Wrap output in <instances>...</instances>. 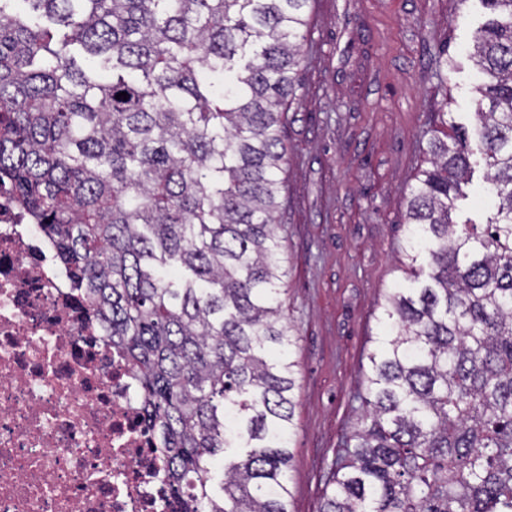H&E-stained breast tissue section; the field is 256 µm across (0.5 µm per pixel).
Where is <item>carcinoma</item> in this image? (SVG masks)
Masks as SVG:
<instances>
[{"instance_id":"obj_1","label":"carcinoma","mask_w":512,"mask_h":512,"mask_svg":"<svg viewBox=\"0 0 512 512\" xmlns=\"http://www.w3.org/2000/svg\"><path fill=\"white\" fill-rule=\"evenodd\" d=\"M314 2L0 0V192L138 374L172 512H290L278 198ZM481 2L473 131L437 113L322 512H512V0Z\"/></svg>"}]
</instances>
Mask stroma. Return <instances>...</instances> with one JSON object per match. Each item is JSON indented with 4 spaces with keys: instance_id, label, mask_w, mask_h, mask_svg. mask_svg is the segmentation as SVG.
Returning a JSON list of instances; mask_svg holds the SVG:
<instances>
[{
    "instance_id": "1",
    "label": "stroma",
    "mask_w": 512,
    "mask_h": 512,
    "mask_svg": "<svg viewBox=\"0 0 512 512\" xmlns=\"http://www.w3.org/2000/svg\"><path fill=\"white\" fill-rule=\"evenodd\" d=\"M485 20L481 0H315L280 196L298 363L291 512H320L363 415L379 305L403 277L406 198L437 112L473 122L469 47Z\"/></svg>"
}]
</instances>
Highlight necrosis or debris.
<instances>
[{
    "mask_svg": "<svg viewBox=\"0 0 512 512\" xmlns=\"http://www.w3.org/2000/svg\"><path fill=\"white\" fill-rule=\"evenodd\" d=\"M0 195V512H170L134 370Z\"/></svg>",
    "mask_w": 512,
    "mask_h": 512,
    "instance_id": "obj_1",
    "label": "necrosis or debris"
}]
</instances>
